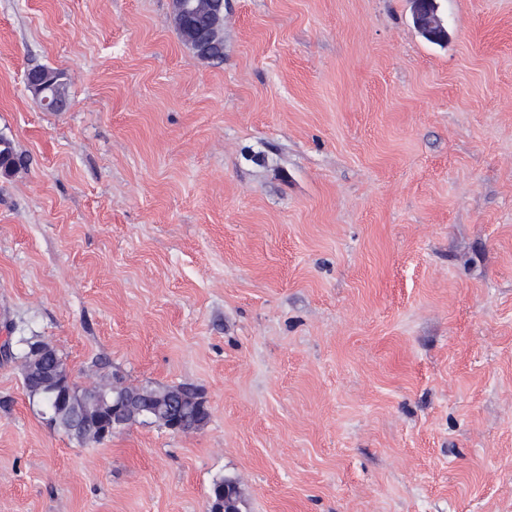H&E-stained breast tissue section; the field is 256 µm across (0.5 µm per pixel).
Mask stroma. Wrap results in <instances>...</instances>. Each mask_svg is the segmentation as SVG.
<instances>
[{"mask_svg":"<svg viewBox=\"0 0 512 512\" xmlns=\"http://www.w3.org/2000/svg\"><path fill=\"white\" fill-rule=\"evenodd\" d=\"M0 0V343L191 384L81 444L0 357V512H512V0ZM65 71L49 112L23 75ZM179 22L192 33L196 45L202 54H209L218 41L216 25L208 26L200 21V0L172 1ZM413 16L417 28L425 33L427 36H433L438 33H444L445 29L443 23L436 14L435 0H413ZM437 29L436 31H431ZM425 39L434 44L441 42L434 41L423 35ZM228 487L234 490V495L228 498L224 495V490ZM211 499V503H210ZM240 492L237 490L236 482L231 478H222L215 481L209 497V512H239Z\"/></svg>","mask_w":512,"mask_h":512,"instance_id":"35a3bbf8","label":"stroma"}]
</instances>
